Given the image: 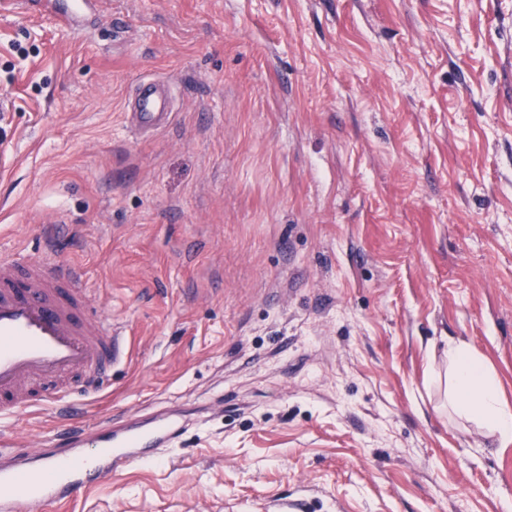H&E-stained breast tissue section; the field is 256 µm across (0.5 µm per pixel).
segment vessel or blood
I'll use <instances>...</instances> for the list:
<instances>
[{"label":"vessel or blood","instance_id":"vessel-or-blood-1","mask_svg":"<svg viewBox=\"0 0 512 512\" xmlns=\"http://www.w3.org/2000/svg\"><path fill=\"white\" fill-rule=\"evenodd\" d=\"M98 0H74L60 14L69 28L82 26ZM171 97L164 83L139 84L129 120L136 132L167 127ZM126 360V339L100 316L73 265L55 268L18 251L0 259V420L20 414L74 409L78 398L106 390ZM184 432L162 416L150 427L117 429L111 423L92 428L66 425L49 429V440L67 436V447L35 444L17 456L12 435L0 436V512H43L50 503L78 501L110 483L137 462L151 460ZM94 455H86L85 445Z\"/></svg>","mask_w":512,"mask_h":512}]
</instances>
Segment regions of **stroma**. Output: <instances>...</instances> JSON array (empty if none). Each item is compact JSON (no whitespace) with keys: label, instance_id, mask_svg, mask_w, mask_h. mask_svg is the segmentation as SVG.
<instances>
[{"label":"stroma","instance_id":"obj_1","mask_svg":"<svg viewBox=\"0 0 512 512\" xmlns=\"http://www.w3.org/2000/svg\"><path fill=\"white\" fill-rule=\"evenodd\" d=\"M171 124L131 132L136 86ZM0 257L82 267L130 355L88 421L187 430L46 512H512V0H105L0 13ZM73 235L46 252L42 227ZM98 2L100 0H74L73 9L60 14L58 18L69 28L77 29V27H82L86 15ZM446 356L448 405L495 435L500 446L512 445V408L502 404L492 368L462 342H449Z\"/></svg>","mask_w":512,"mask_h":512}]
</instances>
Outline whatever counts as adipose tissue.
I'll list each match as a JSON object with an SVG mask.
<instances>
[{
  "label": "adipose tissue",
  "instance_id": "obj_1",
  "mask_svg": "<svg viewBox=\"0 0 512 512\" xmlns=\"http://www.w3.org/2000/svg\"><path fill=\"white\" fill-rule=\"evenodd\" d=\"M446 356L449 406L495 435L500 446L512 445V408L503 404L492 368L462 342L449 343Z\"/></svg>",
  "mask_w": 512,
  "mask_h": 512
}]
</instances>
